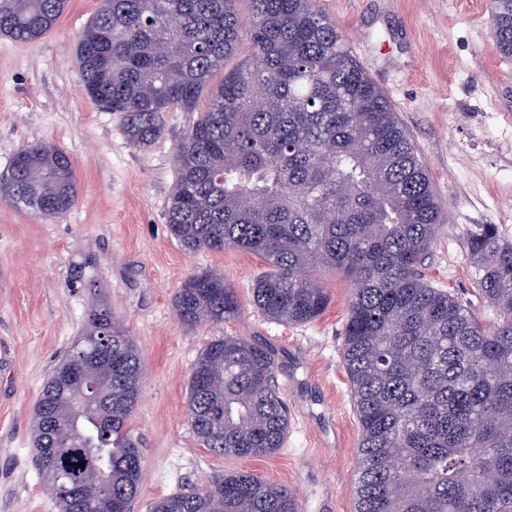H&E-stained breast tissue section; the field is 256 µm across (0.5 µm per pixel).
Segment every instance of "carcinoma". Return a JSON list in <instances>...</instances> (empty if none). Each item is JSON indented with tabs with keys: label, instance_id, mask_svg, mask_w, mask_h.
I'll use <instances>...</instances> for the list:
<instances>
[{
	"label": "carcinoma",
	"instance_id": "carcinoma-1",
	"mask_svg": "<svg viewBox=\"0 0 512 512\" xmlns=\"http://www.w3.org/2000/svg\"><path fill=\"white\" fill-rule=\"evenodd\" d=\"M101 0L76 65L89 98L121 114L146 147L163 112L197 118L175 153L166 221L186 250L241 249L266 270L252 301L303 324L327 309L325 270L351 284L342 358L360 442L354 512H512V243L494 224L469 235L468 260L494 313L483 326L421 271L441 206L416 146L385 94L350 56L317 0ZM68 0H0V34L34 41ZM497 46L512 55V0H491ZM239 54V64L224 61ZM223 74L215 89L213 78ZM210 91L200 105L204 91ZM0 193L41 217L76 200L70 158L49 143L21 148ZM187 327L227 320L240 300L224 272L187 277L173 298ZM89 330L120 370L90 362L92 392L56 366L33 417L41 471L64 485L59 512H109L141 492L142 457L126 425L143 376L135 343L93 311ZM91 404L72 421L69 400ZM197 442L217 456L257 458L283 447L288 408L263 344L219 337L199 353L186 400ZM73 431L68 447L57 434ZM95 458L92 466H79ZM152 512H299L288 488L252 472L220 475Z\"/></svg>",
	"mask_w": 512,
	"mask_h": 512
}]
</instances>
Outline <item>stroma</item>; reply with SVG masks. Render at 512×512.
Segmentation results:
<instances>
[{
    "instance_id": "stroma-1",
    "label": "stroma",
    "mask_w": 512,
    "mask_h": 512,
    "mask_svg": "<svg viewBox=\"0 0 512 512\" xmlns=\"http://www.w3.org/2000/svg\"><path fill=\"white\" fill-rule=\"evenodd\" d=\"M353 58L384 92L411 136L442 206L424 273L466 302L485 326L467 240L493 224L512 242V57L500 54L489 0H320ZM99 0H69L42 38L0 34V176L23 146L49 142L70 157L77 199L44 220L0 197V512H58L32 445L31 420L53 368L104 305L134 339L144 375L128 423L142 451L141 493L131 512L212 477L249 470L292 490L301 512H353L360 440L342 360L350 285L326 273L331 302L318 319L286 325L252 302L264 271L236 249L189 252L166 212L176 148L196 115L165 112L162 135L137 148L118 113L85 93L75 64L80 34ZM220 268L240 299L231 319L196 328L177 320L184 280ZM220 336L268 345L289 409L282 448L224 458L196 441L185 417L192 367Z\"/></svg>"
}]
</instances>
